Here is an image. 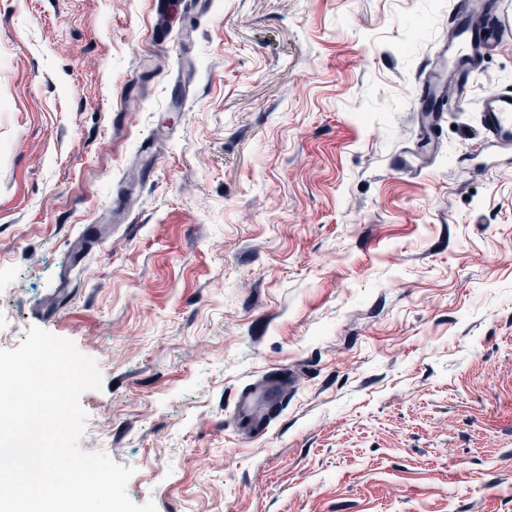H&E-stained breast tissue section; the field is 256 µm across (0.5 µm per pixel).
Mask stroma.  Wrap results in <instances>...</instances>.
<instances>
[{"mask_svg":"<svg viewBox=\"0 0 512 512\" xmlns=\"http://www.w3.org/2000/svg\"><path fill=\"white\" fill-rule=\"evenodd\" d=\"M466 0H0V349L92 358L157 512H512V151L412 93ZM410 158L405 172L395 157ZM302 377L267 433L238 392Z\"/></svg>","mask_w":512,"mask_h":512,"instance_id":"1","label":"stroma"}]
</instances>
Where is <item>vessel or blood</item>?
Here are the masks:
<instances>
[{
  "label": "vessel or blood",
  "instance_id": "vessel-or-blood-1",
  "mask_svg": "<svg viewBox=\"0 0 512 512\" xmlns=\"http://www.w3.org/2000/svg\"><path fill=\"white\" fill-rule=\"evenodd\" d=\"M504 4H496L482 27L469 26L465 20L452 17L455 44L449 45L448 56L458 81H467L478 52L486 47L499 48L512 43V23L504 19ZM414 96L427 112L429 122L425 139H433L440 115L446 110L447 98L434 76H426L413 88ZM479 123L485 143L512 148V91L503 88L486 90L479 100ZM300 381L287 370L272 372L264 381L244 387L237 395L233 415L242 424L245 435L260 429L284 392L294 390Z\"/></svg>",
  "mask_w": 512,
  "mask_h": 512
}]
</instances>
